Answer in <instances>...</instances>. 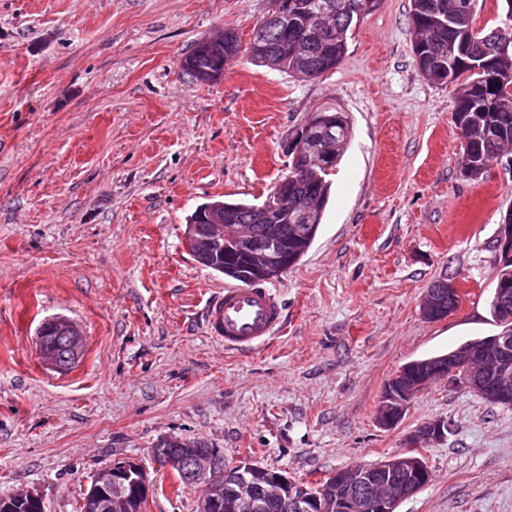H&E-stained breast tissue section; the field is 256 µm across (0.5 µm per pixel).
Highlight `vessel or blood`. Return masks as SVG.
Masks as SVG:
<instances>
[{
  "label": "vessel or blood",
  "mask_w": 512,
  "mask_h": 512,
  "mask_svg": "<svg viewBox=\"0 0 512 512\" xmlns=\"http://www.w3.org/2000/svg\"><path fill=\"white\" fill-rule=\"evenodd\" d=\"M204 332L228 351L267 345L285 326L284 307L273 288L256 282L215 293L202 314Z\"/></svg>",
  "instance_id": "obj_1"
}]
</instances>
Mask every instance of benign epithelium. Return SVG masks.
Listing matches in <instances>:
<instances>
[{
  "mask_svg": "<svg viewBox=\"0 0 512 512\" xmlns=\"http://www.w3.org/2000/svg\"><path fill=\"white\" fill-rule=\"evenodd\" d=\"M376 8V0H329L318 14L319 23L311 26L314 33H322L336 25L343 13L348 19L360 18ZM296 12L293 0H272V8L261 23L249 46L248 54L261 55L267 50L271 31L267 22L277 26V43L283 52H297L305 47L307 63L313 64L312 39L300 36L288 39V19ZM415 57L439 74L444 70L435 61L434 49L425 41L414 42ZM336 115L316 110L295 131L288 145L293 163L289 173L275 183L262 202L252 206L251 213L266 224H280L288 215V192L291 184L300 178L317 180L336 161L334 141ZM211 224L212 244L226 264L243 262L247 284L258 278L270 279L287 272L298 253L289 250L288 240L277 232L263 242L243 235L237 224L225 219L224 204L216 202L206 207ZM459 289L455 282L438 280L427 288L420 307L421 316L429 321L447 318L458 310ZM499 319L512 321V289L496 291ZM55 340L68 350L60 360L57 349L45 343L43 330H37V344L43 361L57 369L76 362L80 355L79 331L70 320L56 316L48 320ZM437 381L458 383L488 403L512 405V343L498 334L467 340L456 348L426 359H416L403 365L393 376V383L385 389L377 412L378 424L385 429L395 428L404 418L418 393ZM448 423L430 419L410 431L404 438L405 449L394 453L375 465L347 466L329 475L319 492L308 495L311 512H396L399 504L418 494L430 481L431 471L418 449L424 444L447 437ZM165 468L184 467L189 480L207 489L216 499L223 482L238 479L237 498L230 512H246L259 492L280 503L283 510L291 509L293 494L286 493L288 477L272 473L254 464L225 467L200 448H186L176 454L169 450L154 451ZM140 463L127 460L115 462L98 471L92 484V493L102 494L112 485L123 483L131 473L139 472ZM27 512H43L42 498L32 490L19 489L9 495L0 506V512H15L17 507Z\"/></svg>",
  "mask_w": 512,
  "mask_h": 512,
  "instance_id": "benign-epithelium-1",
  "label": "benign epithelium"
}]
</instances>
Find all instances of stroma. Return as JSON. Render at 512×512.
Segmentation results:
<instances>
[{
	"label": "stroma",
	"mask_w": 512,
	"mask_h": 512,
	"mask_svg": "<svg viewBox=\"0 0 512 512\" xmlns=\"http://www.w3.org/2000/svg\"><path fill=\"white\" fill-rule=\"evenodd\" d=\"M411 0H381L340 64L301 80L239 55L217 81L184 74L202 38H249L271 0H0V495L26 487L45 512H77L92 476L127 458L153 484L146 512H197L151 457L201 438L315 484L336 469L424 445L430 483L397 512H512V406L460 385L423 389L392 430L376 415L407 362L498 332L488 301L512 212V164L467 177L456 87L419 74ZM350 116L324 222L270 287L284 332L250 354L206 336L227 285L183 243L212 199L259 203L286 172L309 112ZM456 281L461 304L429 322L420 300ZM65 316L74 367L40 358L36 333Z\"/></svg>",
	"instance_id": "35a3bbf8"
}]
</instances>
